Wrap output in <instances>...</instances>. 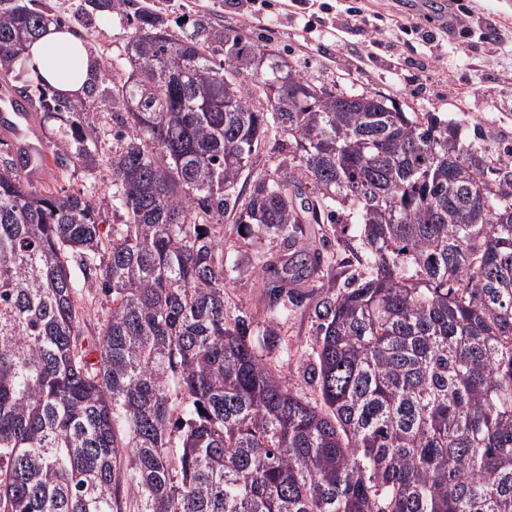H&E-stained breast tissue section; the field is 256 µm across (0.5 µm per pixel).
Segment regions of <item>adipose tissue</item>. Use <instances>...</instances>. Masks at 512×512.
I'll list each match as a JSON object with an SVG mask.
<instances>
[{
	"label": "adipose tissue",
	"mask_w": 512,
	"mask_h": 512,
	"mask_svg": "<svg viewBox=\"0 0 512 512\" xmlns=\"http://www.w3.org/2000/svg\"><path fill=\"white\" fill-rule=\"evenodd\" d=\"M21 61L30 75L55 93L74 98L84 93L98 62L84 41L67 27L48 26L26 45Z\"/></svg>",
	"instance_id": "1"
}]
</instances>
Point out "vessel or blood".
<instances>
[{
    "instance_id": "b4317fda",
    "label": "vessel or blood",
    "mask_w": 512,
    "mask_h": 512,
    "mask_svg": "<svg viewBox=\"0 0 512 512\" xmlns=\"http://www.w3.org/2000/svg\"><path fill=\"white\" fill-rule=\"evenodd\" d=\"M0 138L25 156L24 177L30 183L41 181L48 164L46 138L32 113L15 107L11 96L0 92Z\"/></svg>"
}]
</instances>
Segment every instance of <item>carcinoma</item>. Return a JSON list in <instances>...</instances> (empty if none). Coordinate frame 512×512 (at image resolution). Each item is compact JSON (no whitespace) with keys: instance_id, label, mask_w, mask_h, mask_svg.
Segmentation results:
<instances>
[{"instance_id":"obj_1","label":"carcinoma","mask_w":512,"mask_h":512,"mask_svg":"<svg viewBox=\"0 0 512 512\" xmlns=\"http://www.w3.org/2000/svg\"><path fill=\"white\" fill-rule=\"evenodd\" d=\"M86 6L128 25L112 88L105 69L77 99L10 88L58 123L61 166L100 163L96 99L110 108L121 223L105 246L94 186L39 191L0 144V512H114L124 452L146 512H512V161L208 19L174 35L148 4ZM50 24L0 0V72ZM242 70L251 82H224ZM229 211L258 244L230 268ZM325 222L357 225L370 269L340 291L302 244ZM75 267L111 298L87 347ZM245 270L272 295L266 344L321 282L304 360L320 404L229 316Z\"/></svg>"}]
</instances>
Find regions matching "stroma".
I'll use <instances>...</instances> for the list:
<instances>
[{
  "instance_id": "stroma-1",
  "label": "stroma",
  "mask_w": 512,
  "mask_h": 512,
  "mask_svg": "<svg viewBox=\"0 0 512 512\" xmlns=\"http://www.w3.org/2000/svg\"><path fill=\"white\" fill-rule=\"evenodd\" d=\"M61 15L104 62L124 54V24L105 12L85 14L84 0H40ZM170 22L201 16L249 36L270 37L273 47L314 83L332 91L380 92L409 112H430L459 128L461 138L482 148L489 160L512 154V0H363V17L351 21L353 0H150ZM95 185L109 196L102 169L82 164L52 166L41 188L71 191ZM331 241L337 288L366 276L352 255L351 224L315 226ZM226 307L242 313L261 331L269 295L240 275L226 288ZM315 335L310 305L290 311L273 348L257 346L263 359L281 369L284 384L317 399V386L299 362Z\"/></svg>"
}]
</instances>
